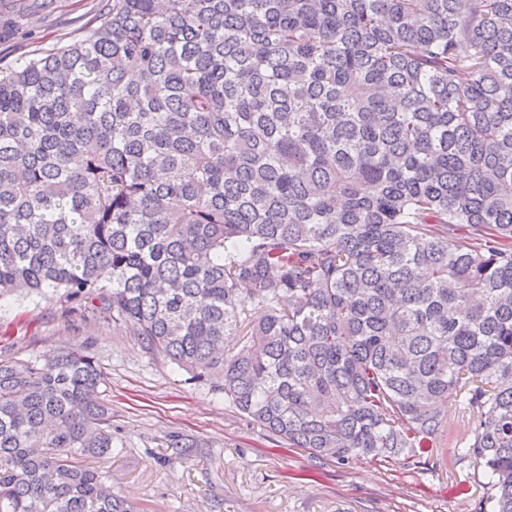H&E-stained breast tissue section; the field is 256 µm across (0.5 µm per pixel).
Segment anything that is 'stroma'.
<instances>
[{
  "label": "stroma",
  "mask_w": 512,
  "mask_h": 512,
  "mask_svg": "<svg viewBox=\"0 0 512 512\" xmlns=\"http://www.w3.org/2000/svg\"><path fill=\"white\" fill-rule=\"evenodd\" d=\"M96 0H60L22 34L0 41V68L80 36ZM93 356L107 375L112 453L102 470L145 512H475L485 479L460 449L468 413L448 412V444L421 464L360 459L340 468L271 438L223 394L143 347L97 301L60 292L0 298V362ZM202 447L181 459L173 436Z\"/></svg>",
  "instance_id": "stroma-1"
}]
</instances>
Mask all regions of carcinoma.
I'll return each mask as SVG.
<instances>
[{
    "label": "carcinoma",
    "mask_w": 512,
    "mask_h": 512,
    "mask_svg": "<svg viewBox=\"0 0 512 512\" xmlns=\"http://www.w3.org/2000/svg\"><path fill=\"white\" fill-rule=\"evenodd\" d=\"M99 4L0 70V296L99 300L338 467L428 457L452 400L512 512V0ZM56 8L0 0V39ZM105 384L0 364V512H140L80 463Z\"/></svg>",
    "instance_id": "carcinoma-1"
}]
</instances>
